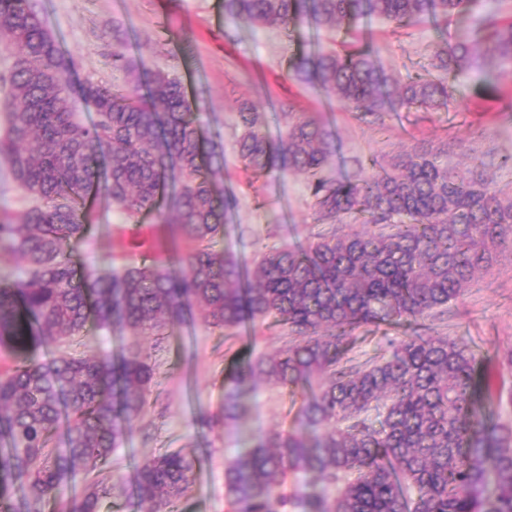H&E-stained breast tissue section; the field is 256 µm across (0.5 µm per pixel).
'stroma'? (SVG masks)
Returning <instances> with one entry per match:
<instances>
[{
	"instance_id": "stroma-1",
	"label": "stroma",
	"mask_w": 512,
	"mask_h": 512,
	"mask_svg": "<svg viewBox=\"0 0 512 512\" xmlns=\"http://www.w3.org/2000/svg\"><path fill=\"white\" fill-rule=\"evenodd\" d=\"M47 30L77 62L81 81L102 86L121 83L112 67L116 43L139 70L179 78L194 98L208 136L224 150L220 176L225 193L237 205L228 214L219 245L253 264L257 253L284 244H307L319 226L304 176L296 173L253 177L237 153L241 134L238 112L248 105L262 112L265 130L278 136L272 110L279 101L299 112L318 113L338 137V152L325 167L329 177L352 171V158L391 163L415 146L447 152L453 166L471 157L488 162L499 184H512V69L496 73L503 96L482 94L484 76L469 70L455 80L457 95L447 108L426 112L403 109L360 117L351 106L319 95L293 77L290 65L302 52L337 47V37L308 28L288 32L246 21L224 19L223 0H37ZM465 24L453 18L447 29L419 25L405 29L373 21L370 38L381 64L395 79L407 81L425 73L433 47L463 35ZM86 237L74 259L91 272L140 261L142 254L171 264L185 253L183 240L171 238L154 217L129 219L103 199L91 204ZM433 325L441 334L461 336L482 348L486 358L512 349V248L480 283L451 303ZM280 327L258 321L227 334L189 324L169 327L164 335L144 338L130 332L101 330L95 325L75 338L76 353L106 351L113 357L146 356L157 367L147 403L132 431L109 465L125 477L101 502L100 512H135L132 476L143 457L180 450L196 460L193 483L175 504V512H231L224 496V468L235 454L242 433L289 431L300 406L287 390L261 383L251 392L248 412L239 423H222L198 431L197 416L224 410V370L236 354L258 357L279 349Z\"/></svg>"
}]
</instances>
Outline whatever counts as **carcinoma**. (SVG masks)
<instances>
[{
	"mask_svg": "<svg viewBox=\"0 0 512 512\" xmlns=\"http://www.w3.org/2000/svg\"><path fill=\"white\" fill-rule=\"evenodd\" d=\"M477 4L224 0V16L317 33L466 17L464 36L435 49L426 76L404 83L360 38L293 61L297 78L374 115L448 108V76L478 65L475 42H489L495 64L512 68V21ZM0 46L14 52L0 73V160L30 199L21 211H0V253L22 266L0 281V349L12 361L0 374V512H17V494L27 507L53 500L56 512H99L106 487L93 474L123 446L156 370L144 358L62 349L91 317L135 336H160L173 322L224 331L256 319L285 332L277 352L224 375L226 422L245 416L258 381L302 395L293 430L240 439L224 469L235 512H512V423L485 411L484 358L424 324L512 247V192L483 161L458 170L443 152L416 147L368 177L332 179L324 167L336 136L319 119L279 103L284 129L273 140L262 113L245 108V168L304 175L317 222L330 225L306 246L264 250L250 269L216 248L236 201L215 182L223 148L205 136L177 78L144 80L116 48L123 84L75 81L76 60L44 27L36 0H0ZM93 194L130 218L157 214L190 244L178 266L143 262L105 275L78 266L69 246L88 231ZM345 218L372 229L340 232ZM363 326L411 333L389 340L388 356L360 362L351 353ZM62 423L64 447L53 448ZM194 469L195 459L176 451L140 459L137 512H172ZM290 476L304 478L291 495ZM78 484L80 495L62 497Z\"/></svg>",
	"mask_w": 512,
	"mask_h": 512,
	"instance_id": "cac0c4a2",
	"label": "carcinoma"
}]
</instances>
